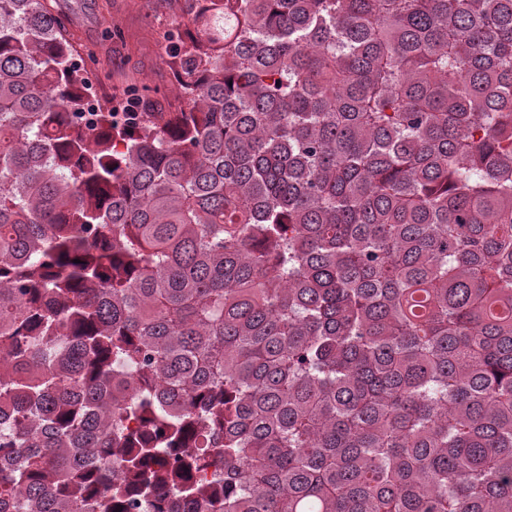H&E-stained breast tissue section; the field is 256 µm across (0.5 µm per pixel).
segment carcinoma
Listing matches in <instances>:
<instances>
[{"label":"carcinoma","instance_id":"1","mask_svg":"<svg viewBox=\"0 0 512 512\" xmlns=\"http://www.w3.org/2000/svg\"><path fill=\"white\" fill-rule=\"evenodd\" d=\"M194 2L0 0V512H512V0ZM63 31L102 107L171 112L180 105L169 37L187 21L185 0H54ZM111 27L121 36L104 37ZM149 88V92L143 90ZM129 91L131 94L127 97ZM140 100H139V98ZM142 103V105H141Z\"/></svg>","mask_w":512,"mask_h":512}]
</instances>
